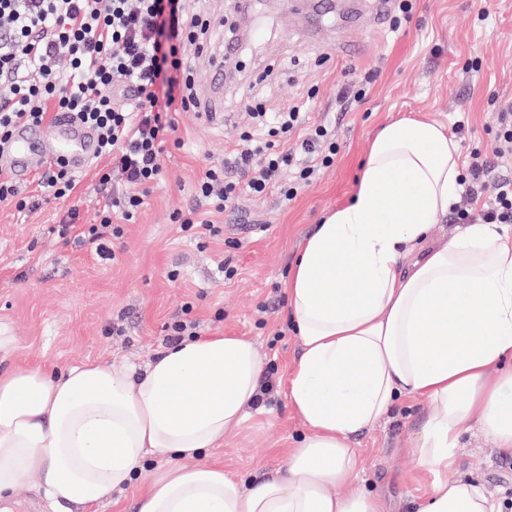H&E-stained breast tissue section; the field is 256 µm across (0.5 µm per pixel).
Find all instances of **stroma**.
<instances>
[{
  "instance_id": "1",
  "label": "stroma",
  "mask_w": 512,
  "mask_h": 512,
  "mask_svg": "<svg viewBox=\"0 0 512 512\" xmlns=\"http://www.w3.org/2000/svg\"><path fill=\"white\" fill-rule=\"evenodd\" d=\"M198 7L214 22L211 51L194 64L202 107L176 115V139L164 147V177L135 223L125 225L116 261L98 259L52 231L68 209L77 208L87 224L105 204L93 170L79 174L70 198L49 196L23 213L0 203V331L14 338L0 351V375L92 361L145 366L167 348L168 327L185 312L199 321L201 334L247 337L273 383L269 403L252 408L241 431L204 460L248 484L283 466L306 431L285 397L300 341L288 324L282 283L312 226L351 196L376 129L404 118L424 117L449 129L461 121L460 158L476 151L495 174H512V145L499 140L495 125L500 106L512 103V0H488L483 16L477 0H416L410 20L397 29L368 21L342 27L332 19L315 25L304 13L286 12L282 0H262L257 24L236 23L242 54L217 94L210 74L224 58L231 6L199 0ZM354 71L374 80L362 102L337 111L336 94ZM250 94L267 111L304 102L311 118L333 123L336 161L289 206L273 194L243 200L238 213L221 215L220 237L184 229L172 216L193 205L205 166L223 162L225 147L250 125L244 105ZM240 224L253 225V232L238 233ZM222 260L236 266L234 280H225ZM429 411L427 403L403 400L353 443L365 486L390 512H416L429 488L407 452ZM172 465L170 456L151 457L118 503L98 505L97 512H136L139 495ZM455 474L480 483L503 501V512H512V449L493 447L476 420L462 425Z\"/></svg>"
}]
</instances>
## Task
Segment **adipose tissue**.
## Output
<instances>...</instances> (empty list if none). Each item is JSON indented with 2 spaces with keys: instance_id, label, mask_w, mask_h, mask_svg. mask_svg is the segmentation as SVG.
Masks as SVG:
<instances>
[{
  "instance_id": "1",
  "label": "adipose tissue",
  "mask_w": 512,
  "mask_h": 512,
  "mask_svg": "<svg viewBox=\"0 0 512 512\" xmlns=\"http://www.w3.org/2000/svg\"><path fill=\"white\" fill-rule=\"evenodd\" d=\"M461 188L444 126L387 123L349 201L304 239L284 293L301 341L287 397L307 432L275 475L247 487L199 464L243 427L263 362L249 339L198 336L141 371L92 362L0 376V500L34 472L52 504L93 512L165 454L179 464L137 512H387L359 485L351 442L409 398L432 407L408 449L430 478L416 512H502L477 482L448 477L466 420L512 448V234L468 224L434 243Z\"/></svg>"
}]
</instances>
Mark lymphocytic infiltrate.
<instances>
[{
  "mask_svg": "<svg viewBox=\"0 0 512 512\" xmlns=\"http://www.w3.org/2000/svg\"><path fill=\"white\" fill-rule=\"evenodd\" d=\"M210 39V22L193 0H0V146L19 125L39 124L63 112L91 128L98 141V186L106 203L94 223L70 209L57 232H75L102 256L132 223L163 174L166 142L176 133L173 115L198 108L193 60ZM256 120L241 130L219 165L206 166L195 204L174 216L185 228L220 235L217 215L238 210L246 197L275 190L291 204L321 169L334 164L336 131L310 120L300 106L269 112L253 97ZM490 167L471 152L468 193L489 194L484 224L512 223V177L490 178ZM78 181L61 161L42 177L43 196L25 194L0 169V203L30 211L44 196L71 197Z\"/></svg>",
  "mask_w": 512,
  "mask_h": 512,
  "instance_id": "obj_1",
  "label": "lymphocytic infiltrate"
}]
</instances>
